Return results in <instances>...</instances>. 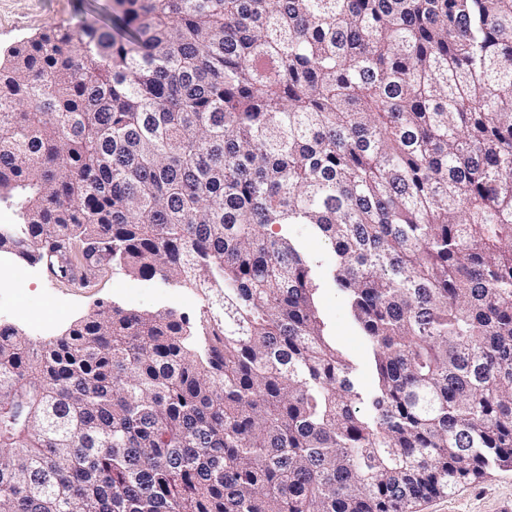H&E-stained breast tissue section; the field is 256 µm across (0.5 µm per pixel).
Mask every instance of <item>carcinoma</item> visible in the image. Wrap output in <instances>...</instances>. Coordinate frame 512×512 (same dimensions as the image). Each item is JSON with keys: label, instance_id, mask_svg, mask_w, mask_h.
I'll return each mask as SVG.
<instances>
[{"label": "carcinoma", "instance_id": "1", "mask_svg": "<svg viewBox=\"0 0 512 512\" xmlns=\"http://www.w3.org/2000/svg\"><path fill=\"white\" fill-rule=\"evenodd\" d=\"M1 203L0 252L207 308L0 323V512H413L512 466V0H112L0 59ZM304 250L320 265L323 274L319 306L322 317L336 345L360 366L359 381L362 387L368 388L372 383V375L365 363L369 350L353 324L344 297L336 290V286L327 277L329 267L335 263L336 255L322 240L302 230Z\"/></svg>", "mask_w": 512, "mask_h": 512}]
</instances>
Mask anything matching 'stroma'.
Listing matches in <instances>:
<instances>
[{"label":"stroma","mask_w":512,"mask_h":512,"mask_svg":"<svg viewBox=\"0 0 512 512\" xmlns=\"http://www.w3.org/2000/svg\"><path fill=\"white\" fill-rule=\"evenodd\" d=\"M109 0H0V56L46 28L76 24L81 14L103 15ZM25 272L22 287L0 298V322L17 327L31 342L46 343L63 336L71 325L93 313L97 304L129 309L172 308L197 321L205 300L199 293L160 280H145L105 265L93 270L87 287L49 279L40 264L13 260L0 275ZM322 317L337 346L361 364L359 381L370 387L372 375L364 365L369 357L344 297L330 279L319 294ZM512 499V467L494 469L483 479L456 487L447 495L422 501L415 512H496Z\"/></svg>","instance_id":"35a3bbf8"}]
</instances>
